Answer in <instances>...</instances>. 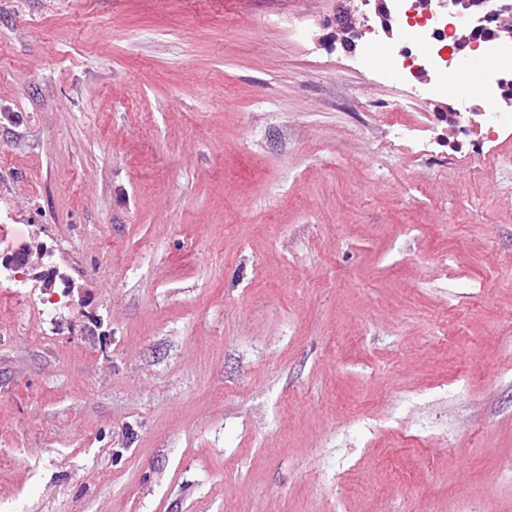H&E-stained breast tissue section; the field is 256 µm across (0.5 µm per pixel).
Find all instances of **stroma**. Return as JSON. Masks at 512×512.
<instances>
[{
	"label": "stroma",
	"instance_id": "obj_1",
	"mask_svg": "<svg viewBox=\"0 0 512 512\" xmlns=\"http://www.w3.org/2000/svg\"><path fill=\"white\" fill-rule=\"evenodd\" d=\"M345 6L0 0V512H512V126ZM355 11L350 8H343L336 17V27L332 38L339 40L347 47L355 46V40L362 36V30L357 26L358 18Z\"/></svg>",
	"mask_w": 512,
	"mask_h": 512
}]
</instances>
